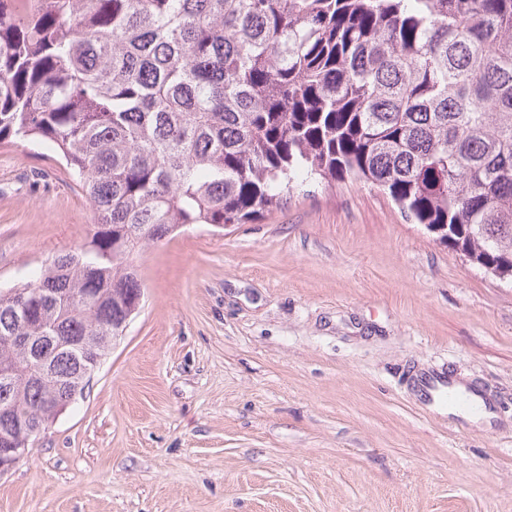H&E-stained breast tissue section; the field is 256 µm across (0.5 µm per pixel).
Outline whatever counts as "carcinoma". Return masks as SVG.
Returning <instances> with one entry per match:
<instances>
[{"label": "carcinoma", "mask_w": 512, "mask_h": 512, "mask_svg": "<svg viewBox=\"0 0 512 512\" xmlns=\"http://www.w3.org/2000/svg\"><path fill=\"white\" fill-rule=\"evenodd\" d=\"M59 155L104 227L0 292V435L107 354L134 258L187 224H249L299 179L359 180L512 282V0H0V144ZM90 293L87 305L64 301ZM33 355L54 379L27 371Z\"/></svg>", "instance_id": "obj_1"}]
</instances>
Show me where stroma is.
Masks as SVG:
<instances>
[{"instance_id": "obj_1", "label": "stroma", "mask_w": 512, "mask_h": 512, "mask_svg": "<svg viewBox=\"0 0 512 512\" xmlns=\"http://www.w3.org/2000/svg\"><path fill=\"white\" fill-rule=\"evenodd\" d=\"M46 147L0 145V290L93 234ZM144 296L0 512H512V286L378 188L297 183L251 224L135 259ZM450 370L490 422L441 414ZM420 388L425 397H427L432 403L434 402L435 394L437 399L440 401V394L443 390H446V393H448V401L453 398H460L463 395L471 396L466 392L459 390L449 375L447 379L443 375H432L421 378Z\"/></svg>"}]
</instances>
